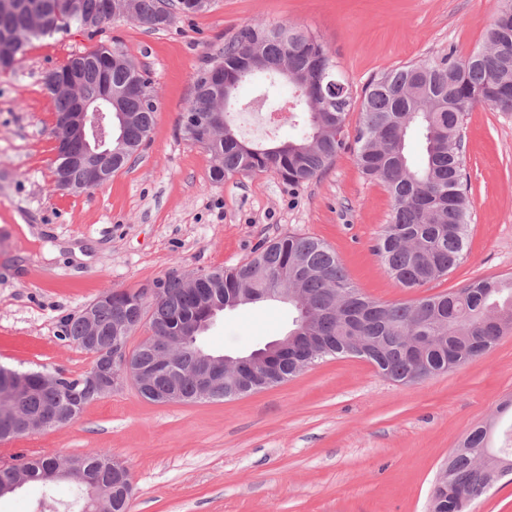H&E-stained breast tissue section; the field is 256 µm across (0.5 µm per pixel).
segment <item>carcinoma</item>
Wrapping results in <instances>:
<instances>
[{"label": "carcinoma", "mask_w": 512, "mask_h": 512, "mask_svg": "<svg viewBox=\"0 0 512 512\" xmlns=\"http://www.w3.org/2000/svg\"><path fill=\"white\" fill-rule=\"evenodd\" d=\"M15 2L12 10L0 9V34L14 35L10 43L0 42L1 71L12 69L35 39L73 26L97 33L112 22L108 0ZM182 2L130 0V5L134 20L157 30L171 24L176 10L186 16L204 11V7H183ZM253 53L275 65L286 63L293 73L286 85L294 103L292 112L300 117H291L292 134L271 147L239 137L230 120L235 100L224 99L216 88L219 79L233 81L238 89L258 76L281 77L274 69L250 68L248 58ZM44 85L53 96L58 118L71 111L78 97L112 93V110L121 111L124 124L122 140H112L110 173L122 169L148 139L158 110L157 96L148 72L119 47L99 46L70 58L46 75ZM477 104L512 112V0H498L484 45L469 56L450 52L403 64L371 78L359 96L352 94L334 53L322 40L290 22L276 27L246 26L197 72L194 100L180 117V129L187 140L211 155V180L272 170L288 189L298 190L318 178L348 147L347 116L358 109L361 121L352 139L356 163L393 199L374 252L402 287L416 290L447 274L466 257L469 199L461 128L464 114ZM53 135L61 144L54 161V189L82 185L85 170L72 158L83 152V142L69 136L58 120ZM412 136L421 147L419 161L409 149ZM150 287L159 293L148 301L140 288L112 290L95 302V348L87 349L81 343L89 333L84 316L67 317L66 336L92 355V367L112 369L105 349L116 336L127 343L143 322L154 336H182L189 322L205 316L198 289L186 287L174 273L153 281ZM200 287L209 289L212 300L222 304L255 288H288L308 307L306 317L295 320L292 330L300 336L320 337L325 345L321 358H362L381 376L402 384L472 361L512 328V273L477 279L456 291L411 302H380L361 294L336 253L309 236L273 239L243 263L209 271ZM121 316L127 322L124 332L115 327ZM304 351L305 345L298 343L292 355L279 363V382L306 370L297 365ZM131 358L141 366H152L157 356L141 342L131 351ZM193 362L190 345L171 353L146 399L161 403L175 385L179 401H195V385L189 376ZM4 369L0 365V396H6L10 421L0 415V436L9 422H18L49 404L63 414L67 426L98 397L84 373L70 377L58 371L56 383L42 389L38 372H30L21 385ZM248 386L226 379L210 399L243 396ZM485 437L484 427L479 426L464 439L462 448L450 454L447 476L433 488L436 506L468 512L479 496L466 487L495 480L500 461L512 462V440L507 438L488 452ZM60 464L71 468L62 480L75 485L66 501L67 512H128V471L105 451L78 458L76 466L56 457L27 458L25 483L52 484L45 474Z\"/></svg>", "instance_id": "carcinoma-1"}]
</instances>
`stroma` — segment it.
Listing matches in <instances>:
<instances>
[{
    "mask_svg": "<svg viewBox=\"0 0 512 512\" xmlns=\"http://www.w3.org/2000/svg\"><path fill=\"white\" fill-rule=\"evenodd\" d=\"M496 0H213L162 30L120 17L96 35L71 28L32 41L0 71V364L78 375L92 357L63 321L113 289L176 271L231 268L262 242L312 236L333 248L353 285L387 303L512 273V112L478 104L462 123L469 178L466 258L426 288H402L372 251L393 201L352 151L298 192L271 171L212 181L210 154L186 141L180 115L207 56L242 27L297 24L326 42L352 91L410 61L483 42ZM146 69L158 112L144 149L101 188L53 189L56 142L47 72L100 44ZM238 92L239 135L272 145ZM45 226L13 231L15 217ZM82 257H75L74 248ZM288 305L225 312L203 337L241 355L291 327ZM512 331L485 354L412 384L359 358H327L276 386L223 401L159 404L133 384L88 405L72 424L0 443V464L108 451L130 470V512H431L441 466L476 427L512 429Z\"/></svg>",
    "mask_w": 512,
    "mask_h": 512,
    "instance_id": "obj_1",
    "label": "stroma"
}]
</instances>
